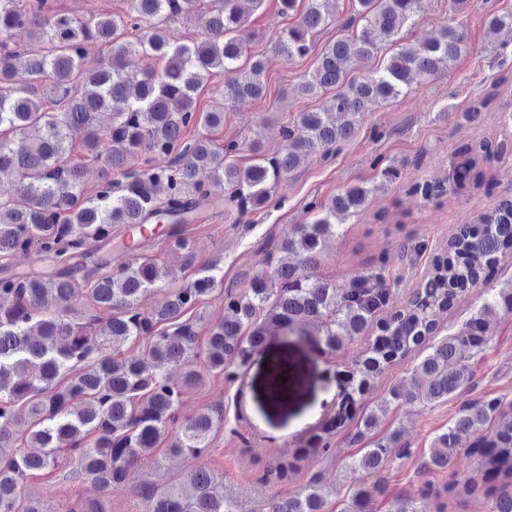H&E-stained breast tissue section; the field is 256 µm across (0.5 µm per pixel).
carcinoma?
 <instances>
[{
  "label": "carcinoma",
  "instance_id": "carcinoma-1",
  "mask_svg": "<svg viewBox=\"0 0 512 512\" xmlns=\"http://www.w3.org/2000/svg\"><path fill=\"white\" fill-rule=\"evenodd\" d=\"M337 2L307 0L298 23L273 41L274 53L288 60L307 57L312 36L336 18ZM357 3L363 25L356 39L326 46L298 86L306 95L336 91L334 111L300 113L299 129L284 130L280 152L266 157L253 143V163L244 167L237 159L240 144L220 145L212 137L224 126V110L265 92L266 61L243 60L239 32L246 19L239 0H127L123 14L89 21L48 12L44 0H0V127L9 134L0 136V173H15L24 183L17 195H0V255H33L53 264L50 271L26 274L0 269V512H48L25 493L24 479L62 468L102 492L97 500L72 503L67 512H109L112 488L126 485L135 486L142 512H242L212 472L194 471L162 490L135 484V474L163 441L172 456L209 451L211 433L224 426V410L181 413L185 392L202 380L196 361L233 382L273 328L310 329L317 343L334 352L376 327L377 336L350 373L346 398L352 402L418 351L423 357L402 385L391 388L392 399L441 402L471 384L464 354L483 351L492 318L501 309L512 312V280L490 287L512 250V201L482 214L477 225H462L403 304L394 300L384 266L349 288L318 274L320 256L342 235L336 219L358 213L377 186L358 184L328 201L310 202L313 221L293 225L272 242V250L297 257L299 265L270 263L249 277L243 294L202 276L167 289L164 304L145 311L142 297L160 289L155 260L137 253L114 267L101 253L115 228L156 224L173 249L191 258L178 225L196 221L206 206L241 215L265 207L275 185L305 154H329L349 142L355 118L369 103L451 70L463 51L465 32L454 22L422 44L398 43L401 29L419 19L420 0ZM156 18L164 24L193 21L196 37L174 41L151 24ZM17 29L31 35L23 52L9 45ZM89 40L104 45V60H87ZM383 42L396 49L385 64L373 66ZM133 53L162 67L131 71L127 57ZM20 58L26 79L18 83ZM354 61L366 68L359 78L350 76ZM215 80L224 81L220 100L202 109L198 92ZM44 83L52 96H42ZM103 112L112 115L104 131L98 125ZM505 146L466 145L458 167L475 169ZM78 148L82 159L75 160ZM134 159L137 170L129 168ZM90 164L100 165L101 177L89 193L83 176ZM217 184L226 189L222 198L212 193ZM449 189L453 185L440 180L410 186L428 200ZM219 287L224 318L210 324L201 344L184 315ZM473 288L486 289L481 309L455 334L437 339L441 314ZM78 292L88 300L84 323L68 315ZM126 343L142 344L143 357H124ZM167 364L184 369L183 382L169 379ZM297 390V379L281 368L269 395L285 403ZM464 437L473 447L492 449L482 465L499 484L487 495L494 498L493 512H512V410L498 397L464 404L435 437L425 467L449 469ZM331 449L330 439L316 436L304 453L326 456ZM408 455L394 431L369 443L348 469L374 474ZM377 491L358 490L340 512H367ZM427 497L397 496L389 512H427ZM326 503L327 492L314 478L294 495L269 498L260 512H325Z\"/></svg>",
  "mask_w": 512,
  "mask_h": 512
}]
</instances>
